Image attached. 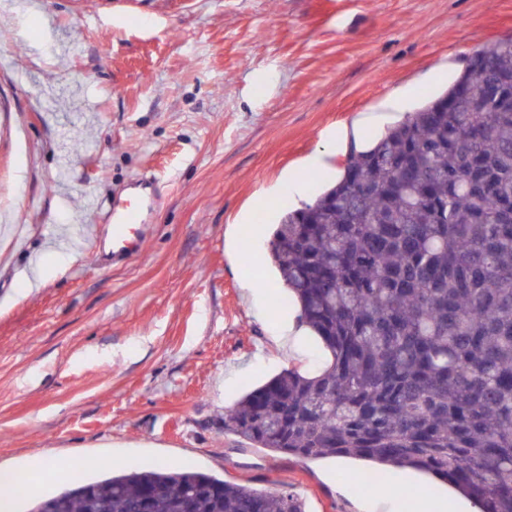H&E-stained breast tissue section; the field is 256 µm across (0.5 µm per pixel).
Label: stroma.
I'll return each instance as SVG.
<instances>
[{
    "mask_svg": "<svg viewBox=\"0 0 512 512\" xmlns=\"http://www.w3.org/2000/svg\"><path fill=\"white\" fill-rule=\"evenodd\" d=\"M509 37L512 0H0V465L122 449L129 469L169 461L362 512L368 462L222 427L247 390L325 360L314 336L295 360L273 340L295 313L258 286L276 276L273 226L378 137L361 118L401 96L396 124ZM316 153L326 170L305 169ZM145 172L151 226L102 268L100 209ZM292 174L296 200L278 190ZM383 483L393 512H425L424 486L478 512L428 474Z\"/></svg>",
    "mask_w": 512,
    "mask_h": 512,
    "instance_id": "35a3bbf8",
    "label": "stroma"
}]
</instances>
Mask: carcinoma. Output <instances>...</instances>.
<instances>
[{"label": "carcinoma", "mask_w": 512, "mask_h": 512, "mask_svg": "<svg viewBox=\"0 0 512 512\" xmlns=\"http://www.w3.org/2000/svg\"><path fill=\"white\" fill-rule=\"evenodd\" d=\"M483 79L512 90V39L281 216L269 259L328 359L249 391L224 432L415 469L512 512V97L472 104ZM69 472L28 512H304L295 493L190 469Z\"/></svg>", "instance_id": "carcinoma-1"}]
</instances>
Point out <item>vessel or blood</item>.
<instances>
[{
	"mask_svg": "<svg viewBox=\"0 0 512 512\" xmlns=\"http://www.w3.org/2000/svg\"><path fill=\"white\" fill-rule=\"evenodd\" d=\"M159 201L157 179L153 176L134 179L126 194L112 199L103 217L112 228L111 237L107 246L94 255L99 265L116 267L130 260L138 242L134 230L146 223Z\"/></svg>",
	"mask_w": 512,
	"mask_h": 512,
	"instance_id": "vessel-or-blood-1",
	"label": "vessel or blood"
}]
</instances>
